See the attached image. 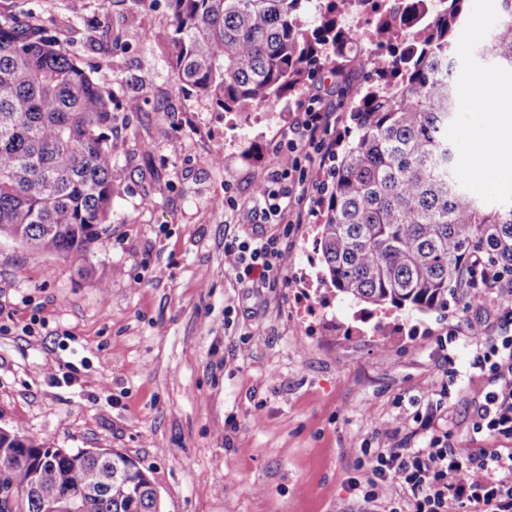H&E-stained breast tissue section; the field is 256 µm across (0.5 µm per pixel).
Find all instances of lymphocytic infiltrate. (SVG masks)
I'll return each mask as SVG.
<instances>
[{
    "label": "lymphocytic infiltrate",
    "instance_id": "obj_1",
    "mask_svg": "<svg viewBox=\"0 0 512 512\" xmlns=\"http://www.w3.org/2000/svg\"><path fill=\"white\" fill-rule=\"evenodd\" d=\"M335 112L320 91L311 92L276 149L277 165L256 188L266 223H304L325 200L323 181L311 175L324 169L336 150ZM224 266L246 288L278 282L283 274L279 239L240 238L224 241ZM500 341L480 346L474 364L496 385L473 411L472 430L480 435L512 439V305H501ZM440 405L416 412L411 436L425 437L417 448L400 444L373 448L362 478L351 491L367 512H512V448L465 450L449 442ZM400 496L387 497L390 487Z\"/></svg>",
    "mask_w": 512,
    "mask_h": 512
}]
</instances>
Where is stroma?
I'll use <instances>...</instances> for the list:
<instances>
[{"label":"stroma","instance_id":"stroma-1","mask_svg":"<svg viewBox=\"0 0 512 512\" xmlns=\"http://www.w3.org/2000/svg\"><path fill=\"white\" fill-rule=\"evenodd\" d=\"M0 11L29 14L110 84L114 112L112 224L92 253L0 238V428L125 452L162 512H363L349 490L363 474L355 446L378 447L385 427L406 439L405 418L439 383L454 445L512 448L470 424L492 387L476 346L499 339V314L383 313L332 296L320 214L260 223L256 187L302 93L245 136L177 85L167 0H0ZM234 234L284 235L285 280L238 284L224 269ZM469 320L479 340L462 335Z\"/></svg>","mask_w":512,"mask_h":512}]
</instances>
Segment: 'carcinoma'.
Returning <instances> with one entry per match:
<instances>
[{"label": "carcinoma", "instance_id": "1", "mask_svg": "<svg viewBox=\"0 0 512 512\" xmlns=\"http://www.w3.org/2000/svg\"><path fill=\"white\" fill-rule=\"evenodd\" d=\"M366 0H168L180 88L226 112L277 106L320 59L379 69L351 109L316 245L321 281L377 310L445 315L475 302L473 255L512 288V203L467 187L448 127L474 55L512 70V0L485 43L460 49L472 0H400L377 14L369 56L346 55ZM112 87L60 42L0 14V237L58 256L88 254L110 228ZM0 512H161L148 473L108 448H54L0 428Z\"/></svg>", "mask_w": 512, "mask_h": 512}]
</instances>
